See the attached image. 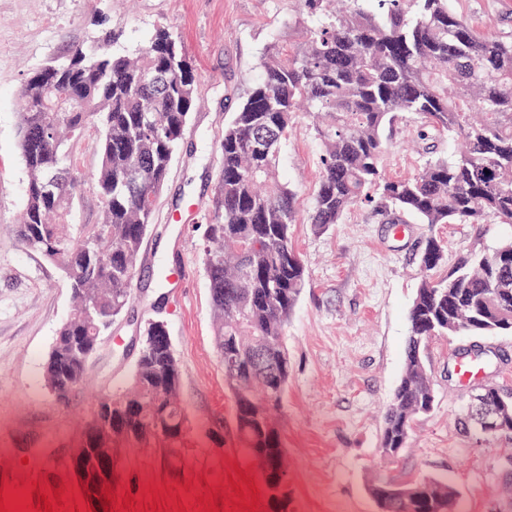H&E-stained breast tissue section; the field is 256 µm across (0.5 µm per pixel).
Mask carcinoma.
<instances>
[{
	"mask_svg": "<svg viewBox=\"0 0 512 512\" xmlns=\"http://www.w3.org/2000/svg\"><path fill=\"white\" fill-rule=\"evenodd\" d=\"M306 39L286 50L274 42L260 60L262 76L224 127L221 166L202 231L203 261L215 315L214 338L230 350L224 375L234 397L243 452L270 465L284 459L276 413L288 386L283 337L307 286L306 268L292 246L298 196L281 182L277 158L296 113L314 120L322 142L321 176L308 211L310 224H337L352 208L384 207L422 224L512 226V41L475 33L448 9V0H300ZM60 96L45 102L44 83ZM196 101V76L174 33L159 27L132 55L76 48L47 63L20 98V150L28 177L18 225L23 247L56 266L74 299L70 320L54 346L69 336H102L132 298L133 274L153 223L155 202ZM418 123L410 135L427 162L407 177L386 174V133L394 123ZM95 129L98 164L89 179L102 200L97 224L66 222L75 180L42 195L45 174L66 169L68 154ZM460 143L437 152V137ZM443 245L427 241L425 272L409 312L405 363L385 413L380 447L404 450L412 422L434 387L415 345L428 336L491 335L503 330L472 322L488 300L512 322V241L492 252L461 257L438 274ZM276 345L271 369L254 356ZM164 368L152 353L135 365L124 397L140 405L116 408L124 432L112 448L160 449L169 460L185 447L186 416L165 391ZM430 499L409 502L402 485L371 487L378 512H454L456 491L427 479Z\"/></svg>",
	"mask_w": 512,
	"mask_h": 512,
	"instance_id": "carcinoma-1",
	"label": "carcinoma"
}]
</instances>
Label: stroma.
Returning a JSON list of instances; mask_svg holds the SVG:
<instances>
[{"mask_svg":"<svg viewBox=\"0 0 512 512\" xmlns=\"http://www.w3.org/2000/svg\"><path fill=\"white\" fill-rule=\"evenodd\" d=\"M449 10L480 32L512 39V0H448ZM165 26L181 41L196 74L192 109L134 276L133 299L114 320L68 403L43 377L58 327L72 310L66 279L21 244L17 226L27 200L18 147L19 97L49 61L75 47L138 48ZM299 0H0V489L38 483L78 492L69 469L71 439L98 400L128 387L144 327L164 320L181 369L180 402L189 445L180 461L130 448L117 459L115 493L147 505V489L178 497L198 512L199 497L232 501L230 476L259 471L233 429L234 400L214 343V314L203 265L201 231L208 220L224 127L261 75L271 42H302ZM407 126L393 128L386 172L418 171L425 155L407 148ZM96 133L87 130L71 165L79 184L69 221L94 224L101 198L85 177L96 167ZM321 142L298 115L278 166L297 192L292 243L308 284L288 319L284 343L291 375L281 411L293 512H377L369 488L378 482L435 477L457 493L456 512H512V436L463 435L457 420L477 384L512 390V335L437 336L425 348L436 400L417 418L409 446L384 457V413L404 364L408 314L423 280L420 254L440 240L445 268L472 251L512 238L504 224H422L396 235V214L351 209L341 223L308 222L319 182ZM489 350L475 383L456 366L466 349Z\"/></svg>","mask_w":512,"mask_h":512,"instance_id":"1","label":"stroma"}]
</instances>
